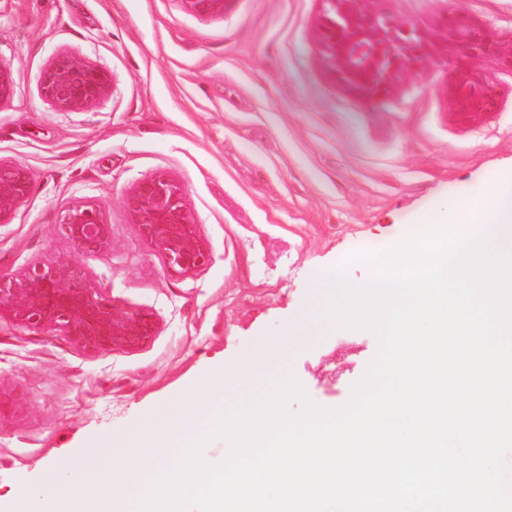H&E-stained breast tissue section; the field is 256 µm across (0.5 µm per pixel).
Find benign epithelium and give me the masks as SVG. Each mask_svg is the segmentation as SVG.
I'll use <instances>...</instances> for the list:
<instances>
[{
    "label": "benign epithelium",
    "mask_w": 512,
    "mask_h": 512,
    "mask_svg": "<svg viewBox=\"0 0 512 512\" xmlns=\"http://www.w3.org/2000/svg\"><path fill=\"white\" fill-rule=\"evenodd\" d=\"M194 13L224 10V0H182ZM320 28L324 63L349 89L370 98L387 95L396 80L417 62L452 50L454 68L448 84L450 109L463 115L490 112L496 94L487 73L477 64L482 54L512 60V41L490 39L466 16L445 28L442 42L427 40L414 27L398 20L385 7L386 0H323ZM42 96L60 111L87 108L110 90L102 70L69 55L55 56L45 69ZM10 70L0 63V103L13 97ZM31 187L28 171L0 159V224H5ZM125 206L140 235L159 253L172 275H187L206 266L209 247L199 235L187 207L182 186L159 172L136 183ZM59 226L79 252H96L112 246L111 225L100 210L74 203L60 217ZM33 330H60L87 353L122 348L138 349L158 330L149 312H122L98 293L85 270L62 260L47 265L0 272V319Z\"/></svg>",
    "instance_id": "1"
}]
</instances>
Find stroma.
<instances>
[{"instance_id": "stroma-1", "label": "stroma", "mask_w": 512, "mask_h": 512, "mask_svg": "<svg viewBox=\"0 0 512 512\" xmlns=\"http://www.w3.org/2000/svg\"><path fill=\"white\" fill-rule=\"evenodd\" d=\"M433 39L460 12L496 41L512 39V0H388ZM322 0H226L198 15L182 0H0V63L15 94L0 103V158L31 192L0 226V271L66 259L119 310L149 311L158 332L136 350L90 354L54 330L0 321V512L87 441L184 398L203 380L249 365L316 303L313 277L351 255L394 247L454 200L512 169V64H479L493 111L448 105L452 62L428 58L370 101L325 69ZM105 72L111 89L59 112L39 94L53 56ZM164 171L183 187L210 263L173 276L124 205ZM85 202L112 228L111 248L77 252L58 222ZM313 334L289 364L319 405L338 407L377 350L366 331Z\"/></svg>"}]
</instances>
